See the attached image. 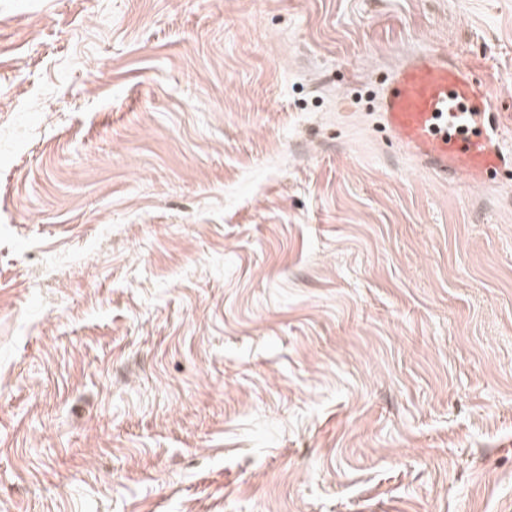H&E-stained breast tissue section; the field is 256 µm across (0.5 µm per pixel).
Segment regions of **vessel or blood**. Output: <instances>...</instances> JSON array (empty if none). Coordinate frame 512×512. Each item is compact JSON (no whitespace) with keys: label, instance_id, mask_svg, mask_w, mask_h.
<instances>
[{"label":"vessel or blood","instance_id":"obj_1","mask_svg":"<svg viewBox=\"0 0 512 512\" xmlns=\"http://www.w3.org/2000/svg\"><path fill=\"white\" fill-rule=\"evenodd\" d=\"M382 116L394 138L439 174L470 186L505 159L493 147L498 116L488 89L468 68L426 53L401 66L390 78Z\"/></svg>","mask_w":512,"mask_h":512}]
</instances>
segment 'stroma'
<instances>
[{
	"label": "stroma",
	"mask_w": 512,
	"mask_h": 512,
	"mask_svg": "<svg viewBox=\"0 0 512 512\" xmlns=\"http://www.w3.org/2000/svg\"><path fill=\"white\" fill-rule=\"evenodd\" d=\"M512 0H0V512H512ZM488 89L473 81L470 70L448 65L426 53L401 66L390 78L382 116L394 138L418 157L434 163L468 186H482L485 171L505 161L494 151V134L474 131L486 114L496 131L499 121Z\"/></svg>",
	"instance_id": "obj_1"
}]
</instances>
